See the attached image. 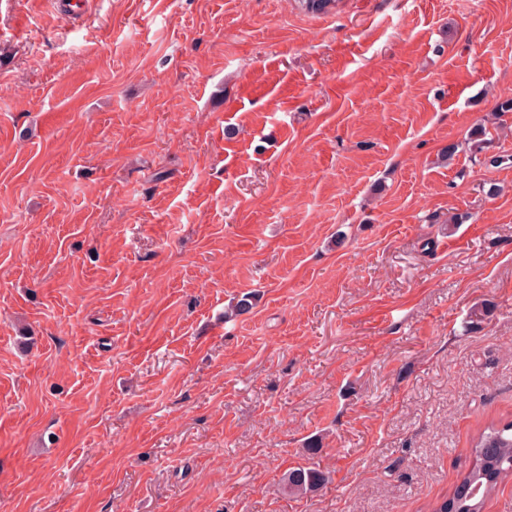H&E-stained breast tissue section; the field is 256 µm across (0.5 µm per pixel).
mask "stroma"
I'll return each mask as SVG.
<instances>
[{
  "mask_svg": "<svg viewBox=\"0 0 512 512\" xmlns=\"http://www.w3.org/2000/svg\"><path fill=\"white\" fill-rule=\"evenodd\" d=\"M86 2L0 0V512H426L512 420V0ZM328 481L325 471L310 466H299L288 472L284 477V489L293 495L313 492Z\"/></svg>",
  "mask_w": 512,
  "mask_h": 512,
  "instance_id": "1",
  "label": "stroma"
}]
</instances>
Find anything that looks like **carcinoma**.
<instances>
[{"label": "carcinoma", "instance_id": "carcinoma-1", "mask_svg": "<svg viewBox=\"0 0 512 512\" xmlns=\"http://www.w3.org/2000/svg\"><path fill=\"white\" fill-rule=\"evenodd\" d=\"M473 464L460 475L452 492L429 504V512H484L486 501L512 477V422L491 425L472 438ZM328 481L325 471L299 466L284 477V489L293 495L313 492Z\"/></svg>", "mask_w": 512, "mask_h": 512}]
</instances>
